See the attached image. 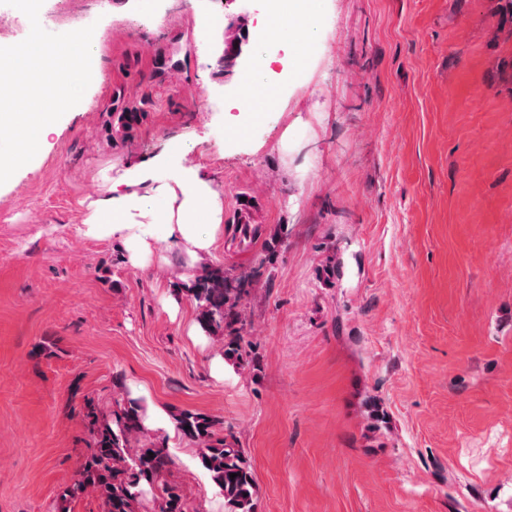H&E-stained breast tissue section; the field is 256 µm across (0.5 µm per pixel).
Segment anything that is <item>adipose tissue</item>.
Masks as SVG:
<instances>
[{
  "mask_svg": "<svg viewBox=\"0 0 512 512\" xmlns=\"http://www.w3.org/2000/svg\"><path fill=\"white\" fill-rule=\"evenodd\" d=\"M153 168H134L127 182H113L108 196L98 206L96 223L108 227L112 234L125 237L129 244L130 259L136 264L143 263L147 255L148 238L158 233L166 238H181L195 250H208L211 245L210 239L199 235L194 224L186 220L187 215L201 209L215 216L220 213L218 194L211 183L201 175L199 168H180L173 177L182 195V201L178 206L180 219L177 223L162 226L130 224L129 218L133 211L141 207L140 197L137 193L131 192L130 187L151 179Z\"/></svg>",
  "mask_w": 512,
  "mask_h": 512,
  "instance_id": "obj_1",
  "label": "adipose tissue"
}]
</instances>
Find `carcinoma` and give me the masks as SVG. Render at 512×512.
Returning <instances> with one entry per match:
<instances>
[{"mask_svg":"<svg viewBox=\"0 0 512 512\" xmlns=\"http://www.w3.org/2000/svg\"><path fill=\"white\" fill-rule=\"evenodd\" d=\"M144 115L136 105L112 111L108 128L130 139ZM182 291L195 301L202 329L224 342V359L237 368L243 366L248 353L240 289L231 287L223 269L205 267ZM84 409L92 451L82 462L80 478L63 490L61 500L95 493L106 512H136L141 488L148 486L157 491L158 512H186L179 486L164 479L173 465L171 456L165 448L139 440L144 432L142 401L128 397L105 413L88 400ZM173 420L176 430L200 447V464L224 497V512H255L256 482L244 450L218 436V422L205 414L185 410Z\"/></svg>","mask_w":512,"mask_h":512,"instance_id":"carcinoma-1","label":"carcinoma"}]
</instances>
